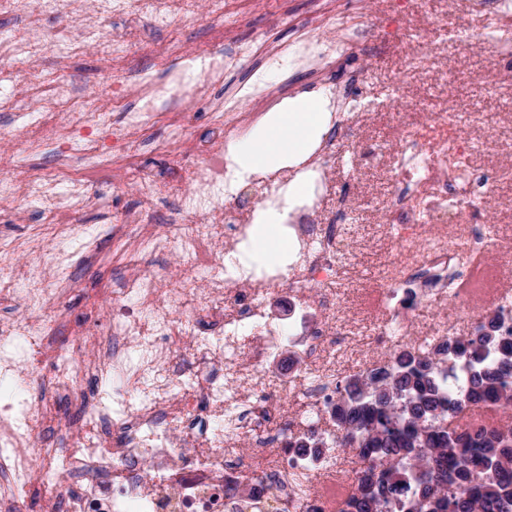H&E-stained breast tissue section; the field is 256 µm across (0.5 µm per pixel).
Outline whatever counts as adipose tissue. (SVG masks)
Listing matches in <instances>:
<instances>
[{
	"mask_svg": "<svg viewBox=\"0 0 512 512\" xmlns=\"http://www.w3.org/2000/svg\"><path fill=\"white\" fill-rule=\"evenodd\" d=\"M334 105L325 94H303L288 99L266 114L229 148V167L238 180L268 174L281 168L296 169L288 185L289 198L302 199L307 192L302 166L328 129ZM278 213L259 209L243 254L227 255L225 264H276L285 262L296 249L281 233Z\"/></svg>",
	"mask_w": 512,
	"mask_h": 512,
	"instance_id": "1",
	"label": "adipose tissue"
}]
</instances>
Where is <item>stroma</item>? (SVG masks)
<instances>
[{
  "mask_svg": "<svg viewBox=\"0 0 512 512\" xmlns=\"http://www.w3.org/2000/svg\"><path fill=\"white\" fill-rule=\"evenodd\" d=\"M361 2L372 19L375 57L355 53L338 57L334 77L322 81L314 79L309 69L300 63L280 70L272 56L250 59L227 70L196 106V125L203 130L209 125L212 113L223 111L228 103L248 90L255 88L275 97L284 91L292 96L306 91L333 96L346 74L362 72L360 91L344 100L343 107L348 112L355 109L365 112L367 120L351 129L347 141L349 150L337 154L333 171L336 188L346 197L350 221L365 227L354 244L358 263L352 277L358 291L344 304L351 317L356 316L361 307L362 289L380 287L382 266H392L404 259L401 244L386 231L389 216L385 201L393 189L388 170L400 134L391 90L396 76L415 50L417 38H424L431 44L433 55L414 69L403 92L409 119H419L422 107L432 99L482 113L485 124L473 129L472 134L481 139L492 138L495 147L475 155L474 164L486 170L512 167V67L496 58L501 39L512 41V22L501 25V37L486 38L482 32L490 25V15L478 10L474 0ZM348 6L349 0H283L277 10H255L241 17L237 14V0H232L229 14L221 20L200 12L176 18L165 26L146 28L131 49L132 58L135 64H150L156 42L175 35L184 41L203 43L222 26L232 29L235 39L244 46L261 32L267 33L271 45L290 44L304 34L315 33L316 18L321 12L330 9L342 12ZM489 65L493 66L501 86L494 96L485 94L477 81L478 75ZM368 145L378 152L379 164L353 170L350 150L359 151ZM87 196L88 202L78 219L80 223L96 226L111 223L113 211L135 207L139 200L136 189L116 183L109 185L95 177L87 183ZM484 213L490 236L485 258L496 272L493 290L497 293L512 291V180L497 184L484 205ZM44 222L42 207L34 204L24 205L17 215L0 212V242L33 241L42 233ZM118 265V257L105 248L77 266L74 286L61 289L59 294L68 320L61 332L51 337L52 345L60 346L77 338L94 321L104 288L111 284ZM490 306V299L481 300L468 320L460 317L457 306L451 301L434 312H420L402 304L397 313L415 335L437 313L447 319L449 335L468 336Z\"/></svg>",
  "mask_w": 512,
  "mask_h": 512,
  "instance_id": "obj_1",
  "label": "stroma"
}]
</instances>
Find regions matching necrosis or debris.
I'll return each instance as SVG.
<instances>
[{"mask_svg":"<svg viewBox=\"0 0 512 512\" xmlns=\"http://www.w3.org/2000/svg\"><path fill=\"white\" fill-rule=\"evenodd\" d=\"M223 17L225 0H0V13L20 17L0 30V112H16L21 130L12 152L79 150L77 168H47L35 174L22 166L0 175V209L25 202L46 209L48 242L25 259L14 246H0V307L20 305L18 318L0 321V512H28L37 491L40 512H340L355 474L345 455H299L295 435L318 427L339 395L344 368L377 367L371 345L406 341L408 326L391 304L403 296L416 308L454 300L464 312L474 298L463 285L483 257L489 240L472 215L490 193L497 173L472 167L480 145L470 131L482 122L476 112L429 107L435 137L423 140L403 129L404 152L390 171L395 191L387 212L408 263L386 269L388 287L375 291L380 314L341 316L352 283L346 277L356 257L352 244L360 227L346 221L332 170L344 148L354 115L324 134L308 167L309 191L297 205L286 203L290 177L264 187L286 229L297 240L293 263L276 268L226 266V255L247 238L254 209L242 188L231 185L226 151L238 129L253 120L240 105L217 113L206 131H196L191 111L210 85L242 58L270 52L266 37L246 47L229 32L206 44L167 40L152 51L151 66L128 62L140 19L165 20L197 8ZM130 21L117 40L99 24L108 11ZM66 12L75 29L45 31L43 16ZM319 34L279 50L328 72L336 55H371L368 14L355 24L325 12ZM99 61L96 89L68 78L72 59ZM52 56L56 68L41 67ZM23 63L27 81L17 80L10 62ZM125 115L118 138L122 165H114L106 137L113 113ZM167 118L170 138L156 143L160 155L179 153L181 166L162 173L138 162L141 132ZM140 189L135 208L115 212L112 222L90 228L75 217L86 201L87 176ZM179 217L156 221L169 199ZM470 224L465 255L449 248L446 235L425 225ZM123 228L118 246L121 273L105 292L93 329L64 348L47 339L63 324L58 292L72 266ZM162 253L171 268L147 267L144 255ZM288 286L315 324L289 328L270 315L273 286ZM317 293H309V286ZM298 346L306 363L298 383L262 372L284 344ZM83 403L82 423L60 411L57 395ZM307 404L306 414L288 411L289 400ZM61 439L53 447L43 431ZM248 451H241V444ZM248 493H241L242 482Z\"/></svg>","mask_w":512,"mask_h":512,"instance_id":"4bbe7bcc","label":"necrosis or debris"}]
</instances>
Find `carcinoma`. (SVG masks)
<instances>
[{"instance_id":"1","label":"carcinoma","mask_w":512,"mask_h":512,"mask_svg":"<svg viewBox=\"0 0 512 512\" xmlns=\"http://www.w3.org/2000/svg\"><path fill=\"white\" fill-rule=\"evenodd\" d=\"M469 373L448 396L441 356ZM512 341L495 322L434 351L402 349L350 376L329 410L336 446L362 467L341 512H512V424L461 423L471 407H512Z\"/></svg>"}]
</instances>
